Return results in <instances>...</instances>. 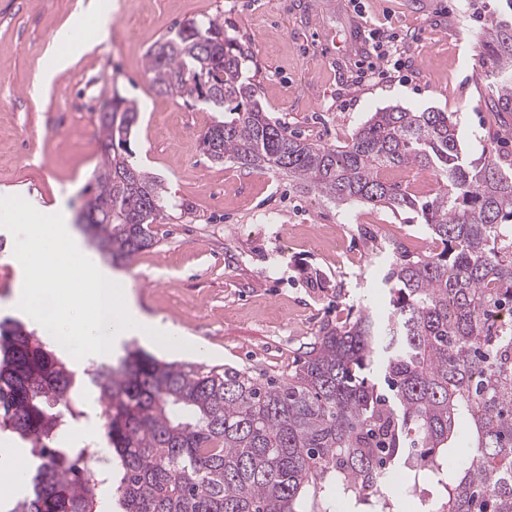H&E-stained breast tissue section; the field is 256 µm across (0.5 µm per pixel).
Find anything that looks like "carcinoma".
Segmentation results:
<instances>
[{
    "mask_svg": "<svg viewBox=\"0 0 512 512\" xmlns=\"http://www.w3.org/2000/svg\"><path fill=\"white\" fill-rule=\"evenodd\" d=\"M490 39L497 106L512 112V26ZM247 53L221 18L192 20L150 46L147 71L159 91L224 113L201 141L212 160L283 173L337 207L404 213L427 247L389 244L387 311L323 325L281 381L129 345L111 368L79 377L25 324L0 319V432L39 462L9 512L97 509L85 448L55 453L61 426L83 415L87 384L107 400L115 512H398L382 487L401 469L407 493L434 490L426 512H512V318L500 319L512 315V160L494 148L472 159L453 113L401 106L371 113L344 144L309 141L264 111L242 72ZM102 111L112 119H99L84 204L98 219L83 231L119 267L155 244L165 189L131 160L137 101L115 94ZM408 166L431 170L436 193L380 178ZM462 447L448 471V451Z\"/></svg>",
    "mask_w": 512,
    "mask_h": 512,
    "instance_id": "carcinoma-1",
    "label": "carcinoma"
}]
</instances>
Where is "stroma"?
Listing matches in <instances>:
<instances>
[{
    "mask_svg": "<svg viewBox=\"0 0 512 512\" xmlns=\"http://www.w3.org/2000/svg\"><path fill=\"white\" fill-rule=\"evenodd\" d=\"M505 0H115L107 42L37 91L46 50L87 0H0V193L81 211L100 159L98 115L112 94L136 99L134 162L167 189L156 243L121 273L141 310L207 346L201 357L150 339L144 350L171 362L281 377L298 365L320 327L354 309H382L386 236L423 247L420 225L362 204L337 207L268 171L218 163L202 134L224 115L160 92L146 53L192 19L221 17L226 35L249 47V74L269 116L328 145L350 140L370 112L389 105L455 113L470 157L493 147L512 157V137L488 94L499 74L485 33V2ZM376 41L397 34L404 66L362 82ZM263 211L274 224L256 223ZM14 237L0 228V318L21 271Z\"/></svg>",
    "mask_w": 512,
    "mask_h": 512,
    "instance_id": "stroma-1",
    "label": "stroma"
}]
</instances>
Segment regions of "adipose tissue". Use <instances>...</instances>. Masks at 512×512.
<instances>
[{
    "instance_id": "adipose-tissue-1",
    "label": "adipose tissue",
    "mask_w": 512,
    "mask_h": 512,
    "mask_svg": "<svg viewBox=\"0 0 512 512\" xmlns=\"http://www.w3.org/2000/svg\"><path fill=\"white\" fill-rule=\"evenodd\" d=\"M112 7L105 0H88L80 11L73 13L62 25L57 45L49 46V65L41 75L42 87H49L56 75L67 70L74 61L107 39V22Z\"/></svg>"
}]
</instances>
